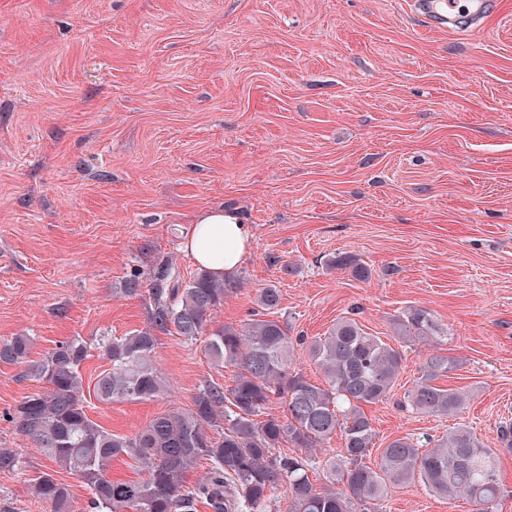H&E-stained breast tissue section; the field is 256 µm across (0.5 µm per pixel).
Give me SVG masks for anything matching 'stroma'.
Returning a JSON list of instances; mask_svg holds the SVG:
<instances>
[{
	"label": "stroma",
	"mask_w": 512,
	"mask_h": 512,
	"mask_svg": "<svg viewBox=\"0 0 512 512\" xmlns=\"http://www.w3.org/2000/svg\"><path fill=\"white\" fill-rule=\"evenodd\" d=\"M485 30L429 29L407 0H0V339L91 346L85 385L108 369L98 343L145 328L131 273L183 276L195 215L231 205L253 227L240 284L214 321L240 325L256 291L281 290L294 334L339 318L394 342L393 320L430 310L471 391L458 420L489 448L512 423V0ZM372 271L329 268L337 254ZM430 347L404 346L391 396L368 406L384 447L442 435L451 418L402 408ZM162 397L92 403L131 435L185 409L206 382L230 384L205 338L159 334ZM0 364V512H48L30 481L52 470L5 410L40 392ZM420 482L378 512H470Z\"/></svg>",
	"instance_id": "1"
}]
</instances>
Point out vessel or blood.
Listing matches in <instances>:
<instances>
[{"mask_svg": "<svg viewBox=\"0 0 512 512\" xmlns=\"http://www.w3.org/2000/svg\"><path fill=\"white\" fill-rule=\"evenodd\" d=\"M410 8L428 28L475 33L499 14L501 0H411Z\"/></svg>", "mask_w": 512, "mask_h": 512, "instance_id": "obj_1", "label": "vessel or blood"}]
</instances>
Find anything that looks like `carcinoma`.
<instances>
[{
    "mask_svg": "<svg viewBox=\"0 0 512 512\" xmlns=\"http://www.w3.org/2000/svg\"><path fill=\"white\" fill-rule=\"evenodd\" d=\"M331 266L365 282L371 270L351 254H338ZM233 280L201 270L189 279L164 263L155 283L144 288L138 277L124 282L127 296H149L148 324L120 338L102 339L99 348L110 368L96 379L100 403L141 401L168 392L156 364L157 333L187 340L207 335L206 352L218 366H234L228 386L207 382L186 409L163 413L126 436L115 434L87 413L79 372L88 344L76 336L43 358L29 359L31 338L0 339V363L20 365L23 375L43 390L6 412L17 431L56 466L91 490L90 512H198L201 503L214 512H264L271 492L287 486L289 512H375V502L411 481L433 494L467 501L473 512H493L505 488L496 470V452L484 447L466 426L457 424L431 448L411 437H398L380 449L370 466L377 434L364 407L388 399L402 369L400 351L345 317L324 337L307 342L305 353L322 373L316 385L296 370L297 347L288 323L273 318L281 292L275 285L257 291L261 317L237 327L209 328L224 304ZM393 331L406 343L441 342L444 329L425 308L412 307L393 319ZM460 366L459 359L432 356L404 395L405 407L428 416L457 417L468 392L445 389L437 381ZM279 403L284 415L272 413ZM343 439L341 454L326 461L327 482L317 487L308 476V459L276 454L290 445L311 453L334 435ZM126 457L146 477H112V461ZM207 464L208 476H188ZM20 465L11 449L0 448V472ZM32 495L51 512H73L70 485L54 473H39Z\"/></svg>",
    "mask_w": 512,
    "mask_h": 512,
    "instance_id": "1",
    "label": "carcinoma"
}]
</instances>
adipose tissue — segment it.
Listing matches in <instances>:
<instances>
[{
	"label": "adipose tissue",
	"instance_id": "ef3b65f1",
	"mask_svg": "<svg viewBox=\"0 0 512 512\" xmlns=\"http://www.w3.org/2000/svg\"><path fill=\"white\" fill-rule=\"evenodd\" d=\"M251 241V226L225 216L219 207L203 211L195 218L183 248L197 267L230 275L243 263Z\"/></svg>",
	"mask_w": 512,
	"mask_h": 512
}]
</instances>
